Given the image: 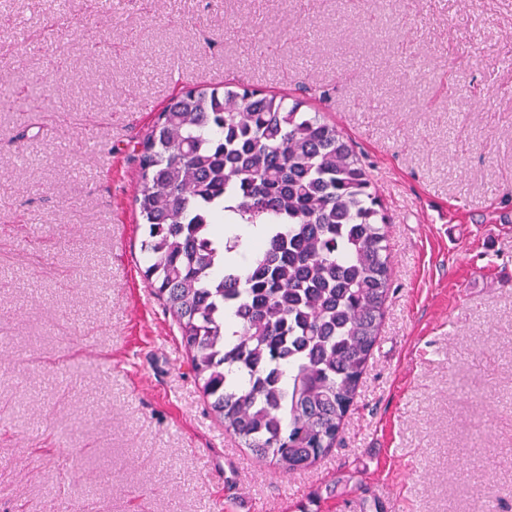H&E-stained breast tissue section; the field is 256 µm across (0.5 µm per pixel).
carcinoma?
Wrapping results in <instances>:
<instances>
[{
    "instance_id": "obj_1",
    "label": "carcinoma",
    "mask_w": 512,
    "mask_h": 512,
    "mask_svg": "<svg viewBox=\"0 0 512 512\" xmlns=\"http://www.w3.org/2000/svg\"><path fill=\"white\" fill-rule=\"evenodd\" d=\"M144 277L209 409L260 462L316 464L339 438L390 292L388 217L352 141L303 102L235 83L173 97L141 143ZM267 224L238 265L237 237ZM224 231L230 236H240L243 241L242 249L248 248L249 245L264 236V224H225Z\"/></svg>"
}]
</instances>
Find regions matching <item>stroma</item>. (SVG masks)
I'll list each match as a JSON object with an SVG mask.
<instances>
[{
	"instance_id": "stroma-1",
	"label": "stroma",
	"mask_w": 512,
	"mask_h": 512,
	"mask_svg": "<svg viewBox=\"0 0 512 512\" xmlns=\"http://www.w3.org/2000/svg\"><path fill=\"white\" fill-rule=\"evenodd\" d=\"M227 80L326 113L389 217L356 403L292 475L143 278L133 148ZM0 87V512H512V0H0Z\"/></svg>"
}]
</instances>
